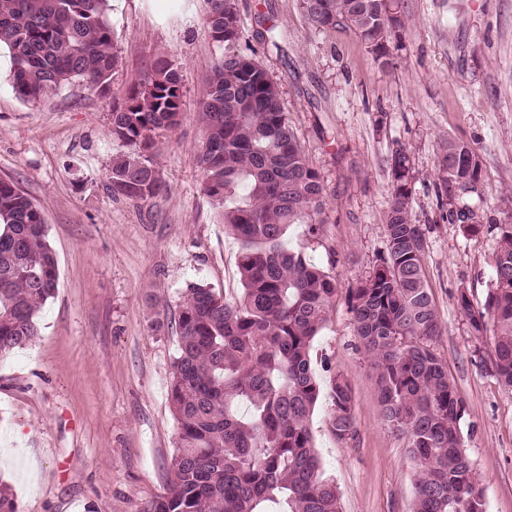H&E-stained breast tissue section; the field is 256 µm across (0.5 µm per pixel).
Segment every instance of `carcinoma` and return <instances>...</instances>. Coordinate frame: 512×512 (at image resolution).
I'll return each instance as SVG.
<instances>
[{
    "mask_svg": "<svg viewBox=\"0 0 512 512\" xmlns=\"http://www.w3.org/2000/svg\"><path fill=\"white\" fill-rule=\"evenodd\" d=\"M205 22L224 58L212 70L198 112L201 147L193 155L205 195L222 208L225 227L242 243V296L230 299L190 284L181 295L178 352L170 405L178 426L166 494L149 512H342L333 480L324 476L309 420L321 396L310 348L336 298V279L283 237L293 224L323 233V180L308 163L284 111L282 95L255 50H237L235 0H205ZM396 0H300L320 32L352 29L383 65L392 63V32L403 26ZM106 0H0V43L12 52V88L35 102L66 83L107 90L118 64ZM180 67L160 56L150 75L112 106V137L131 150L112 159L108 190L141 202L155 198L159 173L150 165V135L169 130L183 112ZM391 172L385 250L348 292L360 348L375 373L380 412L406 440L416 466L413 512H486L485 488L464 448L466 408L432 342L441 325L425 275V228L414 223L409 155L387 159ZM483 160L467 141L441 140L436 188L448 220L468 234ZM496 250L483 310L468 295L456 304L471 332L492 331V370L512 388V220L491 224ZM41 210L13 181L0 179V354L35 341L41 306L58 284V267ZM336 439L354 434L352 395L330 379ZM249 411L242 415L238 403Z\"/></svg>",
    "mask_w": 512,
    "mask_h": 512,
    "instance_id": "1",
    "label": "carcinoma"
}]
</instances>
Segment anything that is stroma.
<instances>
[{
	"mask_svg": "<svg viewBox=\"0 0 512 512\" xmlns=\"http://www.w3.org/2000/svg\"><path fill=\"white\" fill-rule=\"evenodd\" d=\"M393 66H382L351 30L318 32L299 0H237L238 50L256 48L327 189L325 226L310 239L292 225L288 249L336 279V299L314 338L321 385L348 381L355 432L338 440L331 403L310 419L322 469L342 512H412L416 469L405 439L381 416L374 372L359 346L347 291L385 249L387 158L412 161L413 214L427 228L426 279L442 324L434 351L466 406L467 453L487 512H512V391L492 374L488 336L456 306L467 292L482 308L495 240L512 190V0H402ZM119 63L106 91L75 82L35 103L12 89L11 51L0 46V178L41 209L59 266L55 294L39 312L40 335L0 356V483L17 512H144L171 478L178 437L169 394L180 296L198 283L241 294L239 241L202 190L192 155L206 81L224 48L205 23L204 0H109ZM277 26L276 44L258 32ZM181 69L184 107L152 135L148 156L163 189L149 202L115 198L107 170L125 145L111 133L112 106L152 71L160 54ZM469 141L485 176L471 204L481 230L443 222L435 185L439 142Z\"/></svg>",
	"mask_w": 512,
	"mask_h": 512,
	"instance_id": "35a3bbf8",
	"label": "stroma"
}]
</instances>
